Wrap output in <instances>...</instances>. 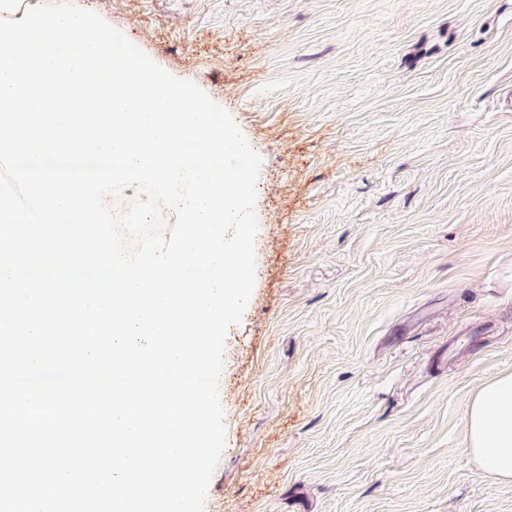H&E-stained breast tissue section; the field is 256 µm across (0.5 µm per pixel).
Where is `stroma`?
<instances>
[{
  "mask_svg": "<svg viewBox=\"0 0 512 512\" xmlns=\"http://www.w3.org/2000/svg\"><path fill=\"white\" fill-rule=\"evenodd\" d=\"M262 164L204 512H512L463 427L512 372V0H95Z\"/></svg>",
  "mask_w": 512,
  "mask_h": 512,
  "instance_id": "obj_1",
  "label": "stroma"
}]
</instances>
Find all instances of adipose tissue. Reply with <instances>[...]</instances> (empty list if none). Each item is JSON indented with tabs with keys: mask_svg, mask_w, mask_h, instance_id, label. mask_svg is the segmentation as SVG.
Instances as JSON below:
<instances>
[{
	"mask_svg": "<svg viewBox=\"0 0 512 512\" xmlns=\"http://www.w3.org/2000/svg\"><path fill=\"white\" fill-rule=\"evenodd\" d=\"M468 450L483 473L512 484V372L483 382L465 416Z\"/></svg>",
	"mask_w": 512,
	"mask_h": 512,
	"instance_id": "obj_1",
	"label": "adipose tissue"
}]
</instances>
